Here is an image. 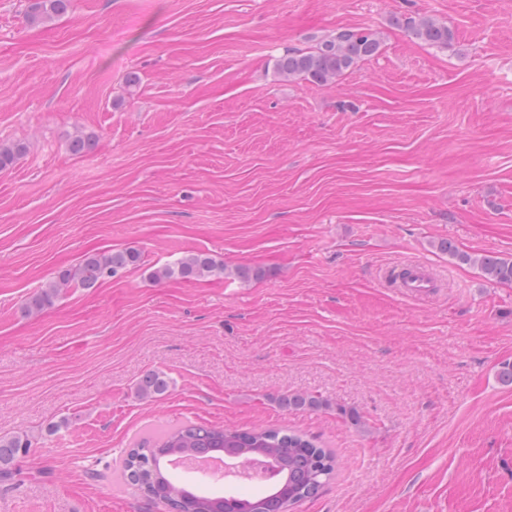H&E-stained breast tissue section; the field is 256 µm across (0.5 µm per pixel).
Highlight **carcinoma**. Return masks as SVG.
Here are the masks:
<instances>
[{"mask_svg": "<svg viewBox=\"0 0 512 512\" xmlns=\"http://www.w3.org/2000/svg\"><path fill=\"white\" fill-rule=\"evenodd\" d=\"M70 0H34L28 19L37 23L65 12ZM394 24L421 44L446 48L454 40L448 24L428 16L395 18ZM381 37L369 28L347 29L326 37L309 50L289 49L279 56L275 69L279 76L303 78L328 85L352 69L358 62L374 56L380 49ZM22 142L0 143V171L12 167L25 153ZM440 250L459 261L479 268L490 280L512 283V258L492 254L460 253L448 241ZM140 253L134 249L95 252L87 255L74 269L58 272L53 281L27 298L24 309L32 315L51 306L70 288H92L116 276L120 271L140 264ZM225 267L207 254H190L152 272L156 281L177 277L197 280L222 274ZM167 378L159 372L145 374L137 386L142 399L165 394ZM281 404L294 409L317 410L326 401L312 394H294L281 399ZM32 442L28 434L16 432L0 435V483L13 481L18 459L29 453ZM220 454L227 458H255L265 462L276 473L277 481L267 483L259 496L237 492H208L189 483H181L171 473L175 457ZM336 465L333 453L306 435L273 429H222L201 423H187L155 439H145L131 449L122 460L124 481L152 500L167 505L170 512H289V507L315 496L326 484Z\"/></svg>", "mask_w": 512, "mask_h": 512, "instance_id": "carcinoma-1", "label": "carcinoma"}]
</instances>
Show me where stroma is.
I'll use <instances>...</instances> for the list:
<instances>
[{
    "label": "stroma",
    "mask_w": 512,
    "mask_h": 512,
    "mask_svg": "<svg viewBox=\"0 0 512 512\" xmlns=\"http://www.w3.org/2000/svg\"><path fill=\"white\" fill-rule=\"evenodd\" d=\"M29 5L0 0V142L26 146L0 173V435L33 441L0 512H167L118 467L189 422L331 449L292 512H512V284L437 247L512 256V0H72L35 24ZM418 14L452 45L392 23ZM344 28L379 53L326 86L277 75ZM125 248L140 265L25 315ZM190 253L261 276L151 279ZM411 261L430 295L385 283ZM151 371L170 387L139 399ZM394 24L402 27L417 42L431 47L448 48L454 40V32L448 24L428 16L397 17ZM140 261V253L134 249L91 253L78 267L59 271L53 281L27 298L24 309L28 315L39 313L51 306L63 291L92 288L124 269L138 266Z\"/></svg>",
    "instance_id": "35a3bbf8"
}]
</instances>
